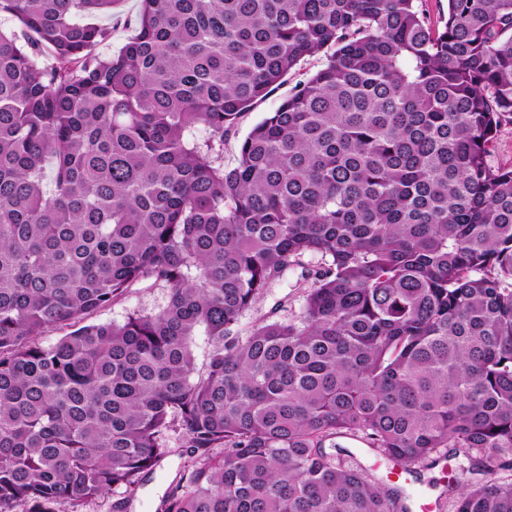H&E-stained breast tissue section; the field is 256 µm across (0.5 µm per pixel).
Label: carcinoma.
Listing matches in <instances>:
<instances>
[{
    "label": "carcinoma",
    "instance_id": "cac0c4a2",
    "mask_svg": "<svg viewBox=\"0 0 512 512\" xmlns=\"http://www.w3.org/2000/svg\"><path fill=\"white\" fill-rule=\"evenodd\" d=\"M122 2L0 0V512L132 492L174 435L162 512H410L342 437L461 453L454 512H512V0H141L103 55ZM296 266L300 311L241 326ZM138 10L139 0H125L118 16H102L100 23L111 31L109 41L100 48L102 54L114 53L127 41L133 32ZM320 63L316 59L304 61L300 67L288 76V81L270 94L265 100L258 102L251 112L245 114L236 127L224 139V164L232 165L238 155L241 141L247 136L251 128L264 118L269 112H274L280 102L288 96L290 89L296 82L305 79L318 69ZM490 160L495 166L512 167V124H505L499 130ZM132 288L131 292L121 297L110 307L101 309L90 315L85 321L86 324L103 323L114 321L123 323L127 315L133 311L151 312L164 305L166 294L164 288L155 286L153 288Z\"/></svg>",
    "mask_w": 512,
    "mask_h": 512
}]
</instances>
